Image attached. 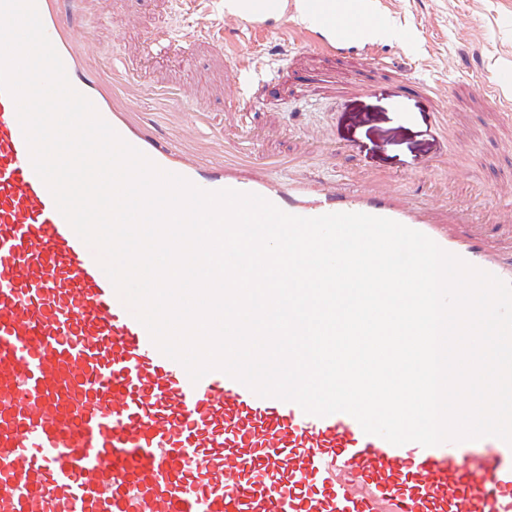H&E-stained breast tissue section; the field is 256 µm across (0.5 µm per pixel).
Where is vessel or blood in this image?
<instances>
[{"label": "vessel or blood", "mask_w": 512, "mask_h": 512, "mask_svg": "<svg viewBox=\"0 0 512 512\" xmlns=\"http://www.w3.org/2000/svg\"><path fill=\"white\" fill-rule=\"evenodd\" d=\"M244 2V12L225 13L221 33L202 22L184 38L163 25L142 40L223 57L225 110L240 126L263 104L262 85L242 81L268 63L239 39L287 15L284 0ZM91 3L36 0L71 85L162 170L205 190L261 195L295 216L386 217L512 283V244L490 251L480 226L448 233L447 224L464 223L462 211L375 188L351 194L239 177L251 158L212 134L208 101L143 79L131 56L104 68L92 63L90 42L77 33ZM324 53L394 69L343 16L304 31L280 59ZM396 71L446 114L437 88ZM507 89L512 66L487 88L508 123ZM155 94L167 112L163 127L143 108ZM188 122L197 137H184ZM0 512H512V446L496 437L396 446L366 434L350 414L311 415L217 370L191 381L154 345L57 210L32 167L15 102L0 92Z\"/></svg>", "instance_id": "b4317fda"}]
</instances>
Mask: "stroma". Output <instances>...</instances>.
<instances>
[{
    "label": "stroma",
    "mask_w": 512,
    "mask_h": 512,
    "mask_svg": "<svg viewBox=\"0 0 512 512\" xmlns=\"http://www.w3.org/2000/svg\"><path fill=\"white\" fill-rule=\"evenodd\" d=\"M223 15L224 0H107L85 32L96 59L108 62L155 22L187 34L199 17L217 27ZM391 16L405 36L384 42V53L402 58L414 80L447 91V122L396 77L319 55L288 64L266 89L273 110L227 138L257 154L294 156L271 171L285 182L350 191L377 181L462 208L470 223H496L512 209V124L499 122L476 90L512 64V0H391ZM141 57L151 76L166 71L194 89L224 84L205 56L189 62L147 49Z\"/></svg>",
    "instance_id": "obj_1"
}]
</instances>
